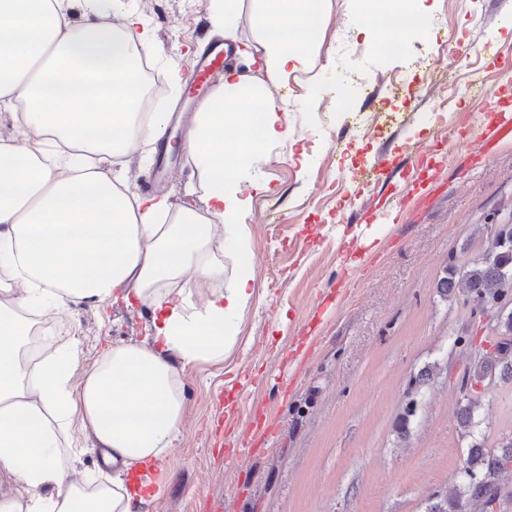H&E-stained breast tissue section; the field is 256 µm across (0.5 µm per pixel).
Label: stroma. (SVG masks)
<instances>
[{"instance_id": "obj_1", "label": "stroma", "mask_w": 512, "mask_h": 512, "mask_svg": "<svg viewBox=\"0 0 512 512\" xmlns=\"http://www.w3.org/2000/svg\"><path fill=\"white\" fill-rule=\"evenodd\" d=\"M414 5L427 27L401 33L366 26L359 0H328L318 56L275 88L291 135L260 156L271 190L243 217L255 295L223 361L182 373L187 413L148 512H426L453 487L466 443L448 369L466 360L453 340L472 314L435 281L479 254L483 225L512 224V137L483 148L512 116V0ZM107 8L152 29L165 85L144 102L173 113L161 137L181 142L199 109L184 94L189 57L218 41L211 0ZM171 166L151 185L156 163L133 149L112 171L133 193L205 213L189 157ZM357 213V235L340 241ZM66 322L83 368L106 343L147 336L150 317L76 301ZM434 365L400 436L409 384ZM480 414L488 438L512 429V385L490 388Z\"/></svg>"}]
</instances>
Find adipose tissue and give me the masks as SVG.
Masks as SVG:
<instances>
[{
  "instance_id": "ef3b65f1",
  "label": "adipose tissue",
  "mask_w": 512,
  "mask_h": 512,
  "mask_svg": "<svg viewBox=\"0 0 512 512\" xmlns=\"http://www.w3.org/2000/svg\"><path fill=\"white\" fill-rule=\"evenodd\" d=\"M372 24L425 27L409 0H362ZM325 0H254V42L196 112L186 148L207 210L172 209L131 193L107 165L160 132L140 111L143 76L131 42L149 50L141 17L113 24L101 0H0V104L15 133L0 138V512H142L159 497L186 411L182 372L220 361L233 320L254 294L248 257L224 275V231L253 194V166L287 141L288 101L272 86L312 60ZM79 300L150 310L148 339L111 344L78 369L69 329L27 352L35 320ZM80 426L112 467L90 486L62 439Z\"/></svg>"
}]
</instances>
